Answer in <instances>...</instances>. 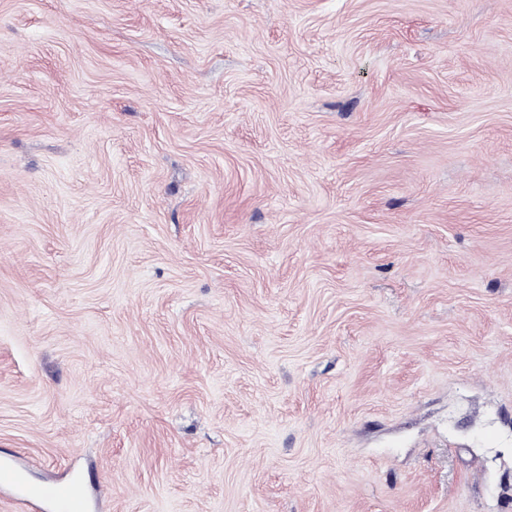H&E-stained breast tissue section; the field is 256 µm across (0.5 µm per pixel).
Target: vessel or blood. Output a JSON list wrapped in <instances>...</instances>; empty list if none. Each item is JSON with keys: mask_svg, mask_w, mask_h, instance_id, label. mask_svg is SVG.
<instances>
[{"mask_svg": "<svg viewBox=\"0 0 512 512\" xmlns=\"http://www.w3.org/2000/svg\"><path fill=\"white\" fill-rule=\"evenodd\" d=\"M0 488L16 491L21 498L54 507L56 512H89L84 492L74 483L50 479L35 485L25 484L20 469L0 461Z\"/></svg>", "mask_w": 512, "mask_h": 512, "instance_id": "obj_1", "label": "vessel or blood"}]
</instances>
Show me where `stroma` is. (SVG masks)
I'll use <instances>...</instances> for the list:
<instances>
[{
	"label": "stroma",
	"instance_id": "obj_1",
	"mask_svg": "<svg viewBox=\"0 0 512 512\" xmlns=\"http://www.w3.org/2000/svg\"><path fill=\"white\" fill-rule=\"evenodd\" d=\"M4 456L512 512V0H0Z\"/></svg>",
	"mask_w": 512,
	"mask_h": 512
}]
</instances>
